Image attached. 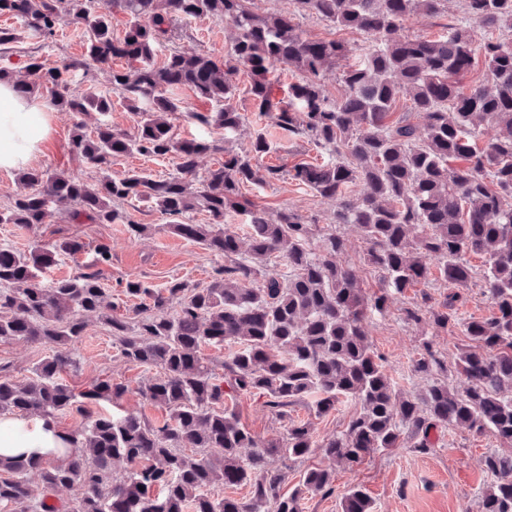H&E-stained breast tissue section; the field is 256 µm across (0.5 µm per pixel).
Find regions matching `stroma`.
Listing matches in <instances>:
<instances>
[{
    "label": "stroma",
    "instance_id": "obj_1",
    "mask_svg": "<svg viewBox=\"0 0 512 512\" xmlns=\"http://www.w3.org/2000/svg\"><path fill=\"white\" fill-rule=\"evenodd\" d=\"M305 33L314 39L342 41L347 53L333 71L321 80L324 94L332 100L344 92L341 77L344 71L355 65L368 45L366 36L352 30H339L330 23L314 18H300ZM232 43V31L224 23L210 18L178 21L172 26L167 39L154 57L155 63H163L174 49L226 56ZM37 50L51 66L63 61L83 57L86 38L82 28L61 26L51 39L44 40L25 35L14 46L15 54ZM243 115L242 124L231 137L228 149L239 152L249 148L256 133H263L272 144V151L257 160L258 166L278 165L284 174L265 184H247L241 189L246 200L269 215H276L287 208L300 214L308 223L322 229H335L344 239L345 247L336 257L337 263L351 270L366 294L378 292L383 286L382 272L367 264V245L357 225H332L331 217L336 209L334 201L320 197L305 186L291 180L287 169L297 160L310 163L329 161L325 150L316 148L283 133L271 117L254 112L247 95L235 100ZM73 113L53 108L50 141L34 161L35 166L55 169L72 168L69 159V142L77 123ZM133 220L149 225V232L141 237L131 236L122 224H66L62 217L67 207H52L44 223L21 227L0 224V244L6 243L15 250L26 252L37 246H48L62 237H74L84 242L86 249L76 256L61 257L48 268L44 282L50 283L75 276L92 264L97 244H107L112 253L111 266L105 267L102 285L120 308L139 306L136 298L122 293L126 279L139 278L153 288L160 289L174 278L193 284L205 285L212 269L218 264L213 256L199 245L173 235L169 230L171 219L152 204L130 201L125 205ZM466 260L472 271L467 287L460 289V301L455 317L466 321L473 317L491 314L492 305L483 292L484 256L470 254ZM444 282L427 279L403 292H390L383 313L368 317V330L374 351L382 356L389 367L402 396L409 397L423 391L428 381L416 374L413 364L421 352L423 342H430L449 367L448 381L463 386L464 380L455 369L456 356L467 339L458 328H439L432 323L414 325L406 322L404 310L421 297H430L432 304H439L448 294ZM49 350L43 344L25 340L0 341V364L8 365L11 378L26 380L32 368L46 357ZM79 365L64 373L63 380L71 388L81 391L94 381L110 380L125 387V394L118 400L99 403L102 411L131 410L144 414L155 424L169 419L168 410L142 400L137 389L146 379L158 376V369H145L127 362L119 354L118 346L104 324L90 321L79 347ZM234 409L241 424L255 437L269 439L282 435L289 421L310 423L315 440L329 438L342 431L358 410L353 400L339 403L327 414L317 413L313 403L289 408L287 417H279L263 408L260 401L250 395L239 396ZM512 445L497 440L492 435L477 436L463 426H451L438 432L436 445L426 454L415 452L407 443L379 451L358 465L328 463L321 453H314L296 461L282 462L288 473L287 488H294L304 472L313 467H331L335 491L330 495H307L302 502L303 512H342L341 495L346 490L363 489L372 501V512H480V494L488 481L481 466L482 458L494 451L508 452Z\"/></svg>",
    "mask_w": 512,
    "mask_h": 512
}]
</instances>
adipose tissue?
<instances>
[{
	"label": "adipose tissue",
	"mask_w": 512,
	"mask_h": 512,
	"mask_svg": "<svg viewBox=\"0 0 512 512\" xmlns=\"http://www.w3.org/2000/svg\"><path fill=\"white\" fill-rule=\"evenodd\" d=\"M51 131L44 104L0 83V169L20 170L40 153ZM69 443L52 419L0 416V456L64 457Z\"/></svg>",
	"instance_id": "ef3b65f1"
}]
</instances>
